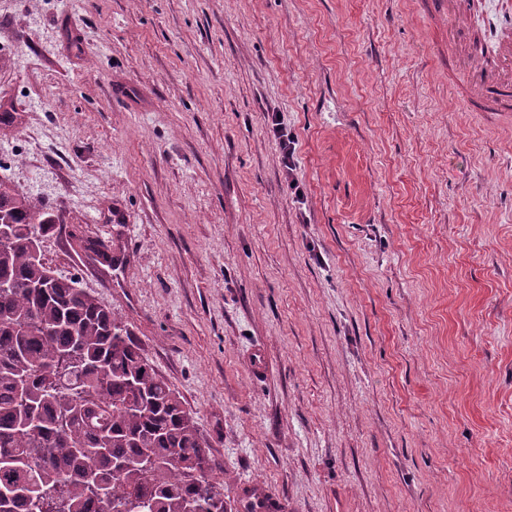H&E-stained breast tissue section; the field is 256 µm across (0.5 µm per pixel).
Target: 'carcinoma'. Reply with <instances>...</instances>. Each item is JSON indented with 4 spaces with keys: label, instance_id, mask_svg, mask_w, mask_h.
Listing matches in <instances>:
<instances>
[{
    "label": "carcinoma",
    "instance_id": "obj_1",
    "mask_svg": "<svg viewBox=\"0 0 512 512\" xmlns=\"http://www.w3.org/2000/svg\"><path fill=\"white\" fill-rule=\"evenodd\" d=\"M62 222L0 181V512H104V494L120 512H228L180 395L112 311L35 256Z\"/></svg>",
    "mask_w": 512,
    "mask_h": 512
}]
</instances>
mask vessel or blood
Here are the masks:
<instances>
[{"mask_svg":"<svg viewBox=\"0 0 512 512\" xmlns=\"http://www.w3.org/2000/svg\"><path fill=\"white\" fill-rule=\"evenodd\" d=\"M474 0H437L434 20L446 28L459 91L479 112H512V13L477 22Z\"/></svg>","mask_w":512,"mask_h":512,"instance_id":"vessel-or-blood-1","label":"vessel or blood"}]
</instances>
